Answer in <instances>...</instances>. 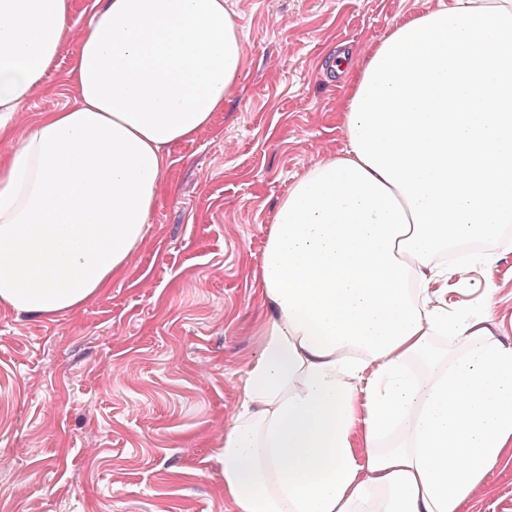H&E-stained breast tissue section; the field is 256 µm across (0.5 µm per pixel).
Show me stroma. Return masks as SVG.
Returning a JSON list of instances; mask_svg holds the SVG:
<instances>
[{"label": "stroma", "mask_w": 512, "mask_h": 512, "mask_svg": "<svg viewBox=\"0 0 512 512\" xmlns=\"http://www.w3.org/2000/svg\"><path fill=\"white\" fill-rule=\"evenodd\" d=\"M89 2L18 127L73 102ZM436 3L226 0L246 52L239 89L174 148L125 278L53 318L0 304V512H230L213 450L272 315L256 280L267 229L292 177L344 148L330 62ZM494 251L449 280L448 310L512 345V238ZM463 512H512L511 451Z\"/></svg>", "instance_id": "obj_1"}]
</instances>
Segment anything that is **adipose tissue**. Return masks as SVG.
<instances>
[{
    "instance_id": "1",
    "label": "adipose tissue",
    "mask_w": 512,
    "mask_h": 512,
    "mask_svg": "<svg viewBox=\"0 0 512 512\" xmlns=\"http://www.w3.org/2000/svg\"><path fill=\"white\" fill-rule=\"evenodd\" d=\"M75 0H0V303L38 318L122 280L173 148L245 55L224 0H92L73 104L16 137ZM341 155L293 178L258 292L274 311L214 458L231 512H461L512 447V345L448 311L512 224V0H438L349 58ZM487 249L444 265L470 240Z\"/></svg>"
}]
</instances>
